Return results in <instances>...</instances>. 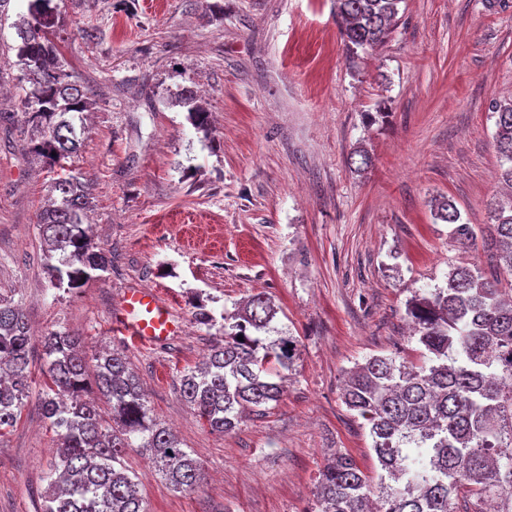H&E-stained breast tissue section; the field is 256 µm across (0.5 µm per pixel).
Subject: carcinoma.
I'll return each mask as SVG.
<instances>
[{"mask_svg": "<svg viewBox=\"0 0 512 512\" xmlns=\"http://www.w3.org/2000/svg\"><path fill=\"white\" fill-rule=\"evenodd\" d=\"M53 0H28L17 31L19 80L25 97L20 123L32 153L52 167L75 155L85 129L91 89L71 79L49 38L60 23ZM402 0H336L340 37L351 50L374 51L389 38ZM197 128L208 112L192 91L181 93ZM495 142L512 187V103L492 106ZM51 205L38 216L46 246L45 269L57 289L84 287L111 260L83 227L91 206L89 185L64 173L52 180ZM491 223L463 221L452 201L436 204L437 219L462 244L481 240L494 275L458 265L447 285L418 291L406 302L413 337L426 362L375 355L347 372L341 399L369 426L380 465L370 480L341 451L326 459L311 512H512V199L489 204ZM278 307L257 294L224 313L201 367L181 372V397L211 432L230 435L246 413L279 404L282 381L295 368L299 341L271 326ZM243 340H238V337ZM43 416L55 433L56 455L42 512H147L139 483L123 465L133 449L147 455L166 484L179 492L203 480L199 462L179 447L155 417L138 377L118 352L87 359L81 340L67 332L41 339ZM31 336L18 303L0 295V437L20 419L32 382ZM111 403L104 418L84 396L89 368Z\"/></svg>", "mask_w": 512, "mask_h": 512, "instance_id": "obj_1", "label": "carcinoma"}]
</instances>
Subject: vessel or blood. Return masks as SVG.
<instances>
[{
	"instance_id": "b4317fda",
	"label": "vessel or blood",
	"mask_w": 512,
	"mask_h": 512,
	"mask_svg": "<svg viewBox=\"0 0 512 512\" xmlns=\"http://www.w3.org/2000/svg\"><path fill=\"white\" fill-rule=\"evenodd\" d=\"M113 324L133 342L148 346L167 343L181 332L169 304L150 288L127 291Z\"/></svg>"
}]
</instances>
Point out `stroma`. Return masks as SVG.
I'll list each match as a JSON object with an SVG mask.
<instances>
[{"instance_id": "stroma-1", "label": "stroma", "mask_w": 512, "mask_h": 512, "mask_svg": "<svg viewBox=\"0 0 512 512\" xmlns=\"http://www.w3.org/2000/svg\"><path fill=\"white\" fill-rule=\"evenodd\" d=\"M53 37L73 79L92 90L73 172L93 194L89 224L112 263L69 293L44 269L37 216L52 169L28 155L10 113L24 93L13 25L0 15V294L21 304L34 337L81 336L88 354L124 350L155 416L206 475L172 490L139 451L124 464L150 512H309L328 453L369 476L372 438L341 399L344 373L373 355L420 363L405 303L445 286L461 249L432 202L489 221L501 186L492 100H512V0H401L374 52L344 47L333 0H56ZM96 29V40L83 31ZM192 90L209 113L196 130L178 105ZM385 105L386 118L369 121ZM364 146L373 164L350 163ZM158 290L181 333L133 343L112 316L132 288ZM263 293L300 358L279 406L232 435L199 420L177 387L206 353L214 315ZM34 374L22 415L0 438V512H41L55 456Z\"/></svg>"}]
</instances>
